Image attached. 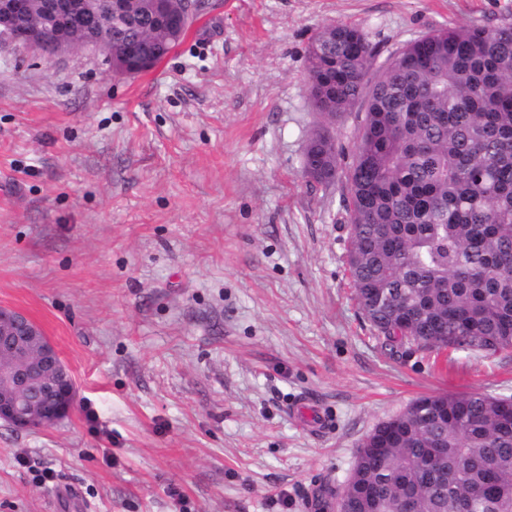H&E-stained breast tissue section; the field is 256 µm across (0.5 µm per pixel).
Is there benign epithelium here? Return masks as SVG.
Here are the masks:
<instances>
[{
	"instance_id": "obj_1",
	"label": "benign epithelium",
	"mask_w": 512,
	"mask_h": 512,
	"mask_svg": "<svg viewBox=\"0 0 512 512\" xmlns=\"http://www.w3.org/2000/svg\"><path fill=\"white\" fill-rule=\"evenodd\" d=\"M33 0H0V34L7 33L30 50L52 57L66 51L92 48L109 63L120 57V72L133 76L155 66L154 56L142 43L129 44L116 52L109 38L88 42L66 37L65 26L28 25L16 27L15 21L28 16ZM55 8L75 18L99 23L97 14L79 5L61 2ZM42 333L40 325L28 314L12 308H0V421L18 430H31L57 424L69 415L76 400L71 373L53 344L35 345Z\"/></svg>"
}]
</instances>
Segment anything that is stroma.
I'll return each instance as SVG.
<instances>
[{
	"label": "stroma",
	"instance_id": "obj_1",
	"mask_svg": "<svg viewBox=\"0 0 512 512\" xmlns=\"http://www.w3.org/2000/svg\"><path fill=\"white\" fill-rule=\"evenodd\" d=\"M336 20L385 58L512 0H199L134 77L0 41V307L77 391L56 425L0 422V512H308L414 399L512 396V349L392 356L359 313L340 190L302 172L306 48Z\"/></svg>",
	"mask_w": 512,
	"mask_h": 512
}]
</instances>
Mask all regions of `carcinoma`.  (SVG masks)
I'll use <instances>...</instances> for the list:
<instances>
[{
    "label": "carcinoma",
    "mask_w": 512,
    "mask_h": 512,
    "mask_svg": "<svg viewBox=\"0 0 512 512\" xmlns=\"http://www.w3.org/2000/svg\"><path fill=\"white\" fill-rule=\"evenodd\" d=\"M188 5L112 20V47L147 43L161 60L183 40ZM357 26L325 25L307 51L309 100L324 124L303 174L340 186L349 279L364 319L391 351L512 348V23L441 26L377 64ZM355 113L350 160L330 127ZM405 315L406 325L395 318ZM426 396L381 422L317 512H512V414L505 396Z\"/></svg>",
    "instance_id": "obj_1"
}]
</instances>
